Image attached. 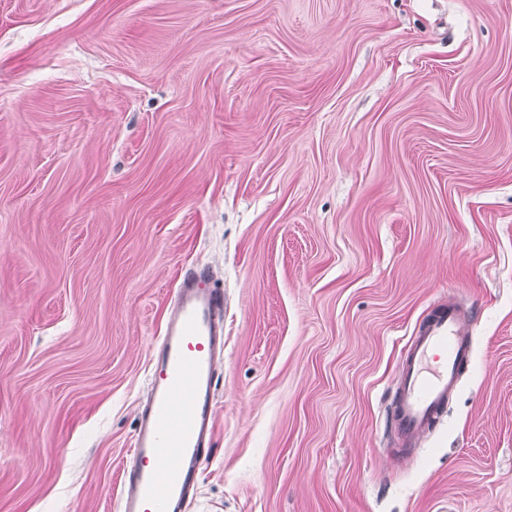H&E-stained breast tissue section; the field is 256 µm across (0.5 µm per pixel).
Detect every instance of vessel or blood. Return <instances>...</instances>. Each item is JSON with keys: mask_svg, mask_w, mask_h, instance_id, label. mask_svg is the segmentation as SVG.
Returning a JSON list of instances; mask_svg holds the SVG:
<instances>
[{"mask_svg": "<svg viewBox=\"0 0 512 512\" xmlns=\"http://www.w3.org/2000/svg\"><path fill=\"white\" fill-rule=\"evenodd\" d=\"M204 277L191 265L179 271L176 310L151 358L150 399L123 477L121 512H185L210 445L224 295L203 287ZM472 354L458 305L426 316L402 356L392 411L397 432L414 439L433 426Z\"/></svg>", "mask_w": 512, "mask_h": 512, "instance_id": "obj_1", "label": "vessel or blood"}]
</instances>
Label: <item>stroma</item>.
I'll list each match as a JSON object with an SVG mask.
<instances>
[{"instance_id":"1","label":"stroma","mask_w":512,"mask_h":512,"mask_svg":"<svg viewBox=\"0 0 512 512\" xmlns=\"http://www.w3.org/2000/svg\"><path fill=\"white\" fill-rule=\"evenodd\" d=\"M185 264L224 294L188 512H512V0H0V512H119ZM472 354L457 304H442L426 316L402 356L392 411L397 432L414 439L433 426L457 391L460 369Z\"/></svg>"}]
</instances>
